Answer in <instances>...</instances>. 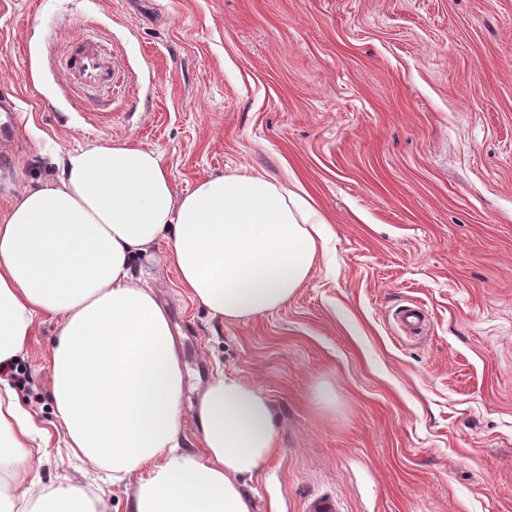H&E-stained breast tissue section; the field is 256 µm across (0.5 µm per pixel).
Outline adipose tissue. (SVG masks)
<instances>
[{
  "instance_id": "1",
  "label": "adipose tissue",
  "mask_w": 512,
  "mask_h": 512,
  "mask_svg": "<svg viewBox=\"0 0 512 512\" xmlns=\"http://www.w3.org/2000/svg\"><path fill=\"white\" fill-rule=\"evenodd\" d=\"M324 217L258 174L176 194L159 153L111 141L67 152L55 177L0 212V363L17 359L38 316L56 320L52 398L67 446L113 480L137 474L133 512H253L242 487L280 431L268 396L217 374L197 403L204 449L176 444L183 373L166 310L131 275L172 247L180 281L212 316L241 320L285 303L309 275ZM34 426L0 390V512H103L81 487L33 493Z\"/></svg>"
}]
</instances>
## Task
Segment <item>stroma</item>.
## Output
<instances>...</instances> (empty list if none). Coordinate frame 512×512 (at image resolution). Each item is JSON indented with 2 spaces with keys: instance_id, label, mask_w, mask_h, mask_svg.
<instances>
[{
  "instance_id": "35a3bbf8",
  "label": "stroma",
  "mask_w": 512,
  "mask_h": 512,
  "mask_svg": "<svg viewBox=\"0 0 512 512\" xmlns=\"http://www.w3.org/2000/svg\"><path fill=\"white\" fill-rule=\"evenodd\" d=\"M122 70L74 86L83 33ZM20 140L0 209L56 150L126 140L157 150L176 193L234 172L299 182L327 253L287 303L242 321L182 288L167 243L138 257L184 375L180 444L200 451L217 372L259 386L281 441L245 490L255 512H512V0H0V96ZM429 315L406 336L395 310ZM42 317L9 381L45 448L43 486L132 512L73 457ZM335 395L320 403L322 389Z\"/></svg>"
}]
</instances>
